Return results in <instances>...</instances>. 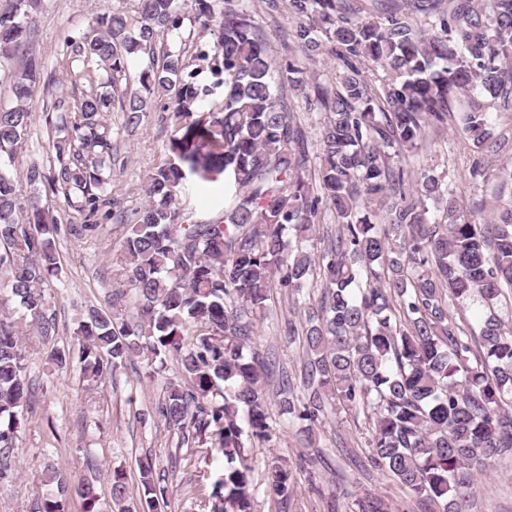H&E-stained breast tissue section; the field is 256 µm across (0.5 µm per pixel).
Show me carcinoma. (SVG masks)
Wrapping results in <instances>:
<instances>
[{
	"label": "carcinoma",
	"instance_id": "cac0c4a2",
	"mask_svg": "<svg viewBox=\"0 0 512 512\" xmlns=\"http://www.w3.org/2000/svg\"><path fill=\"white\" fill-rule=\"evenodd\" d=\"M288 5L289 39L299 57L337 61L336 86L307 81L291 56L280 66L290 91L328 113L310 150L294 109L275 81L266 41L247 0H131L97 13L64 37L72 83L91 84L46 104L54 128L52 161L32 163L24 196L14 160L31 123L30 101L48 74L30 51L42 0H10L0 10V271L8 273L0 307L15 303L38 336L58 334L47 288L58 274L57 218L40 191L61 194L86 223L129 225L123 273L135 291L136 317L95 308L78 323V360L98 381L136 357L147 366L174 358L184 381L158 405L169 426L191 429L199 443L218 440L224 455V507L250 512L252 461L247 444L275 434L268 397L288 425L312 442L329 407L371 406L369 446L413 495L442 512H466L479 476L512 455V328L494 318L477 336L450 310L479 296L494 306L512 292V168L497 173L492 220L465 213L441 180L417 173L408 157L432 136L458 131L476 155L506 147L486 114L512 117V0H266ZM213 31L185 58L186 26ZM143 67L131 75L128 62ZM221 90L215 109L202 104ZM177 127L169 154L147 175L145 203L125 211L105 193L116 169L113 139L142 124L155 101ZM121 113L120 123L109 116ZM58 114L53 121L50 114ZM317 165H312V159ZM224 181V209L196 218L181 194ZM440 202L446 220L429 216ZM334 217L326 245L314 240ZM320 297L307 303L299 377L277 357L244 353L270 310L274 290ZM22 322L0 313V487L14 476L18 429L29 393ZM53 491L36 512H66L70 496L84 512H104L95 482L50 464ZM143 499H127L125 473L113 470L117 512H157L168 487L153 459L140 461ZM265 490L288 500L292 475L271 464Z\"/></svg>",
	"mask_w": 512,
	"mask_h": 512
}]
</instances>
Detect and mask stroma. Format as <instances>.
<instances>
[{
  "label": "stroma",
  "mask_w": 512,
  "mask_h": 512,
  "mask_svg": "<svg viewBox=\"0 0 512 512\" xmlns=\"http://www.w3.org/2000/svg\"><path fill=\"white\" fill-rule=\"evenodd\" d=\"M111 4L112 0H49L40 18L34 50L46 62L51 84L48 90L37 91L31 100L32 126L15 159L17 175H24L30 162L46 155L48 134L43 105L48 96H68L74 90L62 51L65 32L87 25L93 14ZM249 9L271 56L279 61L287 59L292 27L287 13L269 15L264 0H250ZM172 133L171 121L152 112L133 136L119 139L125 166L113 176L108 191L125 207L142 206L144 176L165 156ZM473 160L459 135L448 131L432 137L411 164L415 170L442 176L468 210L476 201L491 196L498 170L512 165V152L505 150L486 158V177L482 180L469 175ZM48 203L58 220L57 249L62 267L61 277L49 295L59 324L54 344L71 346L76 342L78 321L88 308L103 305L114 292L130 288L118 273L127 228L104 222L97 231L77 240L68 232L70 211L63 198L52 197ZM304 319L302 309L287 297L278 296L269 318L253 339L254 347L275 352L289 368L299 369L304 359L301 342L281 338L276 327ZM49 346L31 331H24L22 347L32 394L17 441L14 478L0 490V512H33L38 496L48 491L43 471L50 461L79 476L95 473L104 497L110 491L112 472L122 470L128 496L137 500L142 492L140 459L150 457L157 467H166L180 436L156 411L169 383L180 379L178 363L169 361L166 369L151 376L145 360L137 358L116 376L92 382L83 378L78 363L63 370L52 367L47 361ZM269 412L276 436L250 446L254 462L251 512H364L369 502L376 500L383 503L386 512H437L434 505L412 497L372 462L368 448L373 427L371 409L336 407L316 427L309 444L289 427L277 406H270ZM274 460L288 468L294 481V492L284 503L267 497L264 491V473ZM201 472L206 478L199 485L195 477ZM223 472V454L209 443L199 447L175 473L166 475L165 512H199V499H210ZM469 509L512 512L511 456L497 460L481 479Z\"/></svg>",
  "instance_id": "35a3bbf8"
}]
</instances>
